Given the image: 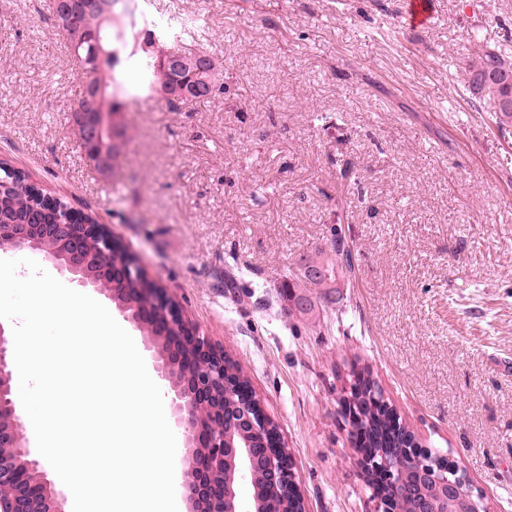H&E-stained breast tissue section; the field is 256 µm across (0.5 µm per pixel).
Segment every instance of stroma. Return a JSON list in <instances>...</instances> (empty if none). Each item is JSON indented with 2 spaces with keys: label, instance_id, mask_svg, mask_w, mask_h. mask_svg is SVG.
<instances>
[{
  "label": "stroma",
  "instance_id": "stroma-1",
  "mask_svg": "<svg viewBox=\"0 0 512 512\" xmlns=\"http://www.w3.org/2000/svg\"><path fill=\"white\" fill-rule=\"evenodd\" d=\"M184 21L224 91L124 101L114 172L66 111L85 77L46 0H0V160L105 224L201 333L237 360L284 437L306 512H375L348 438L369 374L418 444L512 512V124L472 99L476 48L512 60V0H135ZM338 299L285 286L331 251ZM118 128L120 130L119 132V144H116L113 142V135L105 134L102 141L99 143V146L97 148L99 151L101 149L105 150V153L109 156L110 160L112 161V168H114L115 163L120 159V157L124 154V149L127 142V135H126V128L125 124L121 122V120H118ZM104 152L99 154L93 153L92 159L89 158L90 161H92L97 168L102 171L103 173H107L108 169L111 165L110 160L107 159L106 154Z\"/></svg>",
  "mask_w": 512,
  "mask_h": 512
}]
</instances>
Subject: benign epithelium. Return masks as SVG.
<instances>
[{"label": "benign epithelium", "instance_id": "7a95c632", "mask_svg": "<svg viewBox=\"0 0 512 512\" xmlns=\"http://www.w3.org/2000/svg\"><path fill=\"white\" fill-rule=\"evenodd\" d=\"M91 13H104V0H52V14L65 35L76 16ZM160 62L172 71L196 73L208 57L190 61L163 53ZM79 122L81 143L95 144L99 119L83 113ZM0 248L40 257L60 276L112 298V250L121 245L104 224H0ZM155 311L167 330L153 329L145 342L162 346L153 369L169 398L172 427L183 439L185 452L176 468L192 512H274L267 504L270 490L285 505L281 512H305L291 453L258 397L226 375L224 347L203 336L161 288L123 297V317L135 327ZM14 378L13 336L0 322V512H63L65 493L50 479L51 466L28 434ZM265 433L276 434L274 443L253 447ZM413 459L415 467L406 475L395 455L364 453L362 471L376 489L377 512H396L384 490L387 478L395 486L405 479L418 488L414 512H463L459 484L468 480L466 473L449 480L446 456L422 448L415 449ZM243 485L253 489L247 504L239 495Z\"/></svg>", "mask_w": 512, "mask_h": 512}]
</instances>
